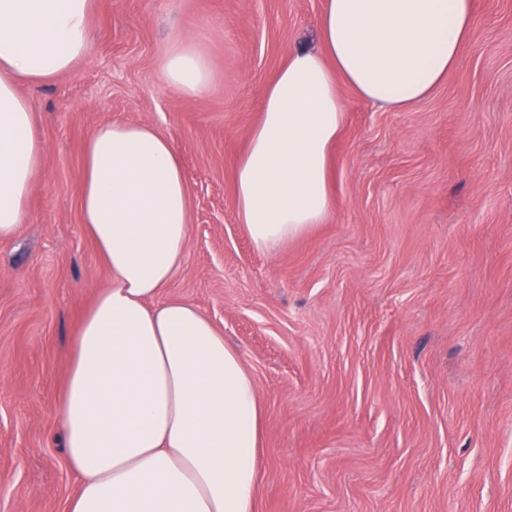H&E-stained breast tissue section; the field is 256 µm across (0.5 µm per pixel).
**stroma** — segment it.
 <instances>
[{
	"label": "stroma",
	"instance_id": "obj_1",
	"mask_svg": "<svg viewBox=\"0 0 512 512\" xmlns=\"http://www.w3.org/2000/svg\"><path fill=\"white\" fill-rule=\"evenodd\" d=\"M323 0H95L84 58L22 86L46 151L0 241V512H66L56 437L74 334L108 269L84 231L101 123L167 134L191 186L187 256L163 298L238 348L264 405L257 512H512V0H474L455 69L404 111L340 94L335 208L269 252L234 174L268 83L314 46ZM190 40L208 88L168 86Z\"/></svg>",
	"mask_w": 512,
	"mask_h": 512
}]
</instances>
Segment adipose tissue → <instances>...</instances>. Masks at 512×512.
<instances>
[{"label": "adipose tissue", "mask_w": 512, "mask_h": 512, "mask_svg": "<svg viewBox=\"0 0 512 512\" xmlns=\"http://www.w3.org/2000/svg\"><path fill=\"white\" fill-rule=\"evenodd\" d=\"M94 0H0V241L28 215L45 146L18 87L86 54ZM473 0H324L318 50H293L264 94L235 176L238 219L260 251L324 223L338 83L404 110L455 68ZM169 86L193 96L210 67L189 40L166 54ZM82 221L111 283L85 311L57 404L78 489L67 512H256L264 409L239 351L195 305L162 299L186 257L191 188L173 140L136 122L85 144Z\"/></svg>", "instance_id": "ef3b65f1"}]
</instances>
